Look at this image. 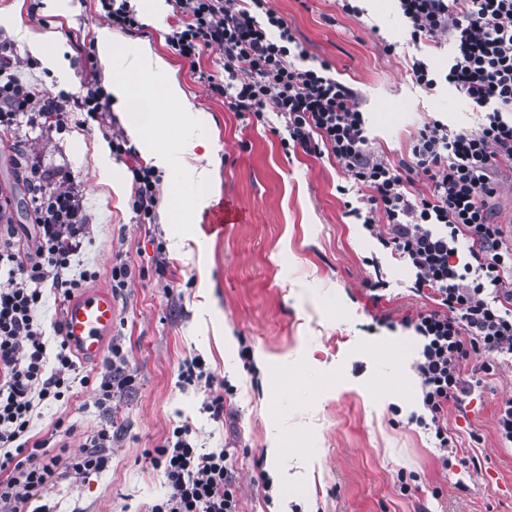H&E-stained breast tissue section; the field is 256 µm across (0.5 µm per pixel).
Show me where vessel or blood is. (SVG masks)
I'll list each match as a JSON object with an SVG mask.
<instances>
[{"instance_id": "vessel-or-blood-1", "label": "vessel or blood", "mask_w": 512, "mask_h": 512, "mask_svg": "<svg viewBox=\"0 0 512 512\" xmlns=\"http://www.w3.org/2000/svg\"><path fill=\"white\" fill-rule=\"evenodd\" d=\"M115 319L111 293L97 291L73 300L63 316V335L86 361L101 358L103 341Z\"/></svg>"}]
</instances>
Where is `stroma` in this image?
Wrapping results in <instances>:
<instances>
[{
    "label": "stroma",
    "mask_w": 512,
    "mask_h": 512,
    "mask_svg": "<svg viewBox=\"0 0 512 512\" xmlns=\"http://www.w3.org/2000/svg\"><path fill=\"white\" fill-rule=\"evenodd\" d=\"M66 24L43 14L41 0H0V14L20 7L13 26H0L21 60H30L31 29L60 25L63 70L37 64L27 75L40 90L61 99L84 92L91 75L102 86L95 35L107 26L98 0H59ZM309 54L328 62L337 79L356 90L376 149L391 161L405 157L419 129L431 119L473 129L481 116L445 75L449 42L406 44L394 0H375L359 15L338 0H271ZM161 26L129 33L119 42L150 41L169 56L195 111L206 115L193 132L220 159L219 190L194 211L198 242L175 250L178 225L167 211L185 172L160 173L154 223L132 210L130 162L111 157L101 171L98 148L112 130H125L119 114L110 127L83 112L65 130L29 140L35 159L78 188L91 216L92 241L82 256L97 278L85 291L110 289V271L124 261L133 269L128 288L115 295L113 335L121 337L135 386L109 407L96 404L98 364L77 362L72 396L44 410L34 429L46 432L64 417L67 454L79 453L99 430L113 434L104 470L59 479L44 501L52 512H146L166 492L165 478L149 451L189 424L198 447L235 451L240 512H512V449L497 434L496 410L512 399V357L482 376L464 408L449 407L448 433L462 456L479 468H442L434 431L413 422L419 413V378L413 368L417 342L401 322L434 308L414 292L406 263L382 251L362 224L346 213L355 200L353 176L335 159L285 152L274 113L255 118L228 109L223 97L199 80L198 71L224 78V57L206 50L199 69L172 54L166 36L178 22L166 6ZM394 52H385V45ZM428 56L440 80L418 86L410 66ZM14 135L0 131V204L16 224L34 223L27 185L16 166ZM486 206L492 223L512 247V165L493 175ZM241 214L236 224L216 225L218 207ZM165 253L166 271L156 258ZM388 281L380 300L366 283ZM203 360L224 379V415L203 411L202 388L181 376L187 361ZM276 474L270 488L259 473Z\"/></svg>",
    "instance_id": "1"
}]
</instances>
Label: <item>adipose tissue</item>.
Masks as SVG:
<instances>
[{"label":"adipose tissue","instance_id":"ef3b65f1","mask_svg":"<svg viewBox=\"0 0 512 512\" xmlns=\"http://www.w3.org/2000/svg\"><path fill=\"white\" fill-rule=\"evenodd\" d=\"M99 62L105 73L112 76V96L116 107H124L130 96L129 84L124 76L117 73L118 59H125L127 69L151 82L157 89L152 104L153 111L138 112L127 119L128 133L142 152H149L153 133L160 122V111L165 103H181L186 122L200 120V113L194 112L171 62L154 49L149 41L118 42L111 29H99L96 36ZM158 168L174 165L183 167L187 183L192 190L194 204H202L206 191L212 190L220 160L213 149L190 133H183L178 155L158 154L154 157Z\"/></svg>","mask_w":512,"mask_h":512}]
</instances>
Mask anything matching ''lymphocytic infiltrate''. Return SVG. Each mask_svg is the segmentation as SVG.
Returning <instances> with one entry per match:
<instances>
[{
  "instance_id": "obj_1",
  "label": "lymphocytic infiltrate",
  "mask_w": 512,
  "mask_h": 512,
  "mask_svg": "<svg viewBox=\"0 0 512 512\" xmlns=\"http://www.w3.org/2000/svg\"><path fill=\"white\" fill-rule=\"evenodd\" d=\"M173 2L183 21L166 37L171 50L192 63L204 50L223 51L224 80L211 82V90L233 111L282 118L283 147L333 156L362 188L348 215L368 231L385 222L378 244L406 262L416 291L429 292L434 308L403 323L420 344L414 368L422 413L415 421L433 426L438 460L451 466L459 450L442 418L449 404L467 398L471 354L485 355L480 370L486 374L496 371V356L512 355V249L503 248L502 230L485 203L492 172L512 161V0H397L412 43H451L447 80L482 121L472 131L431 120L407 158L395 163L376 152L357 92L336 80L329 64H307L306 50L269 0ZM21 66L11 44L0 40V127L19 134L16 160L35 214L27 230L0 213V512H50L40 499L60 471L104 469L112 434L100 430L65 460L49 449L63 418L52 421L49 436L34 431L39 411L69 392L75 369L61 323L45 330L39 311L46 297L72 299L95 273L74 268L90 237L83 201L67 179L36 167L26 134L65 129L76 110L104 126L109 109L97 80H87L84 95L68 104L49 93L34 95L18 77ZM131 171L132 208L140 220H154L160 178L139 164ZM417 172L428 177L429 194L412 193ZM463 241L468 259L460 263ZM98 379L101 404L134 386L121 340L110 345ZM152 456L164 470L167 492L149 512H239L229 449L202 451L185 424Z\"/></svg>"
}]
</instances>
